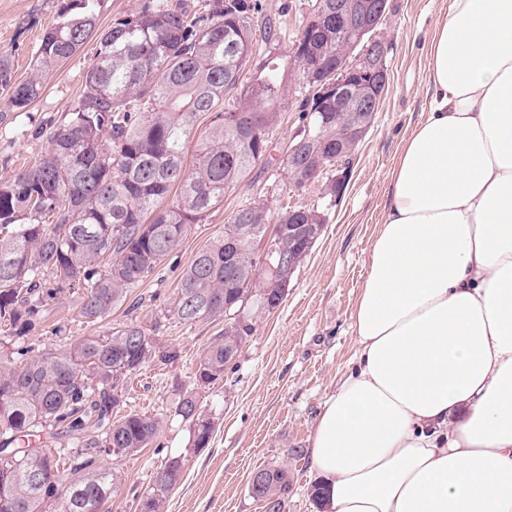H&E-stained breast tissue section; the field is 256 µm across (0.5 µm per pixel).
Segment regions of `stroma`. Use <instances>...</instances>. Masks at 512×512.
<instances>
[{
  "label": "stroma",
  "instance_id": "35a3bbf8",
  "mask_svg": "<svg viewBox=\"0 0 512 512\" xmlns=\"http://www.w3.org/2000/svg\"><path fill=\"white\" fill-rule=\"evenodd\" d=\"M449 2L389 0L390 10L380 28L390 45L389 87L356 150L335 206H328L321 183L294 190L278 166H258L202 223L190 226L181 244L132 289L123 305L113 309L107 322H81L79 294H60L33 339L37 350H47L60 325L79 339L134 322L146 328L157 345L179 352L171 365L145 364L122 393L123 412L154 416L163 420L164 428L151 447L137 454L104 457V465L122 477L107 503L108 512H139L154 472L174 455L186 456L188 462L163 512H263L248 483L255 470L270 466L286 467L290 473L286 512H322L310 496L316 482L307 453L310 436L323 399L353 366V307L389 200L390 171L410 133L428 116L427 42ZM72 3L0 0V52L11 59L16 79L28 78L43 34L61 21ZM95 52V40H88L62 67L45 76L39 99L12 123L0 125V182L11 180L44 152L46 130L73 108ZM266 198L276 207L324 209L326 224L291 277L283 303L273 312L255 313L254 336L227 367L223 380L201 391L202 410L213 432L208 447L196 449L190 445L188 424L175 415V403L194 388L198 361L221 339L224 322H182L170 312V303L184 271L197 252L221 234L230 215L243 204Z\"/></svg>",
  "mask_w": 512,
  "mask_h": 512
}]
</instances>
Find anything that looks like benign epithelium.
I'll return each instance as SVG.
<instances>
[{
    "label": "benign epithelium",
    "instance_id": "benign-epithelium-1",
    "mask_svg": "<svg viewBox=\"0 0 512 512\" xmlns=\"http://www.w3.org/2000/svg\"><path fill=\"white\" fill-rule=\"evenodd\" d=\"M385 15V0H331L306 8V21L293 47L297 72L308 86L310 105L320 112L336 110L347 116V136L359 139L374 119V98L382 95L387 81L385 42L379 26ZM349 33L348 48L331 47L325 53L330 73L314 83L315 65L305 47L329 23Z\"/></svg>",
    "mask_w": 512,
    "mask_h": 512
}]
</instances>
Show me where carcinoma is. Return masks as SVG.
Returning <instances> with one entry per match:
<instances>
[{
	"instance_id": "1",
	"label": "carcinoma",
	"mask_w": 512,
	"mask_h": 512,
	"mask_svg": "<svg viewBox=\"0 0 512 512\" xmlns=\"http://www.w3.org/2000/svg\"><path fill=\"white\" fill-rule=\"evenodd\" d=\"M80 12L48 29L36 52L33 73L16 81L8 55L0 53V87L9 105L23 110L42 94V73L61 67L90 38L94 60L83 75V92L72 111L53 128L46 151L29 168L0 184V325L9 337L39 329L58 294H81L80 317L96 324L121 305L131 289L151 276L192 224L224 200L258 165L272 164L267 152L278 119L292 57L255 55L253 76L240 82L247 55L257 42L281 41L271 23L254 20L260 0H146L133 15L99 30L101 0H75ZM310 135L323 140L322 153L302 158L287 172L295 190L328 179L336 135L345 129L334 112H314L302 100ZM235 119L227 121L226 114ZM211 115L192 164L185 149L197 119ZM177 190L176 200H162ZM325 220L307 223L303 214L271 210L259 201L241 206L224 232L200 250L183 273L170 312L195 323L224 318L223 338L201 356L197 385L224 378V371L256 331L253 317L227 318L225 308L243 302L270 311L274 285L288 269H273L259 250L268 232L288 259L300 265L320 238ZM0 360V452L17 459L0 477V512H94L121 484L100 453L127 456L151 446L162 422L128 413L112 419L118 391L152 359L166 365L174 348L154 345L136 323L103 336L73 341L54 331L51 347L29 358ZM175 413L192 425V446H208L212 424L201 413L195 391L185 392ZM67 440L57 451L32 448L43 434ZM185 459H167L154 473L140 512H162L179 482ZM70 472L65 491L42 477ZM255 490L265 512H284L291 480L285 467L261 469Z\"/></svg>"
}]
</instances>
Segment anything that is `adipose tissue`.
<instances>
[{"mask_svg": "<svg viewBox=\"0 0 512 512\" xmlns=\"http://www.w3.org/2000/svg\"><path fill=\"white\" fill-rule=\"evenodd\" d=\"M310 437L324 512H512V0H451Z\"/></svg>", "mask_w": 512, "mask_h": 512, "instance_id": "ef3b65f1", "label": "adipose tissue"}]
</instances>
